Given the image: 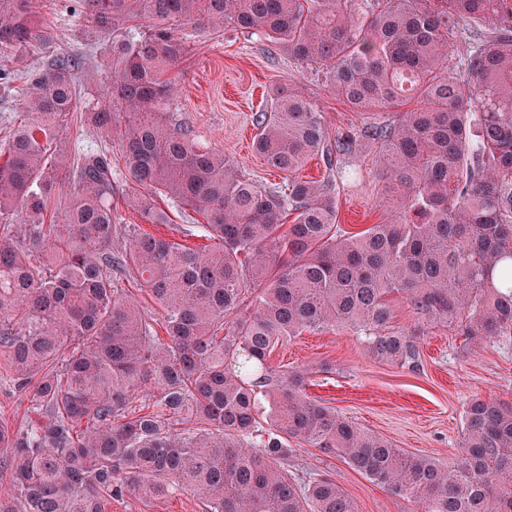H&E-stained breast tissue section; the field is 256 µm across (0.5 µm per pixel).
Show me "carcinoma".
<instances>
[{"instance_id": "carcinoma-1", "label": "carcinoma", "mask_w": 512, "mask_h": 512, "mask_svg": "<svg viewBox=\"0 0 512 512\" xmlns=\"http://www.w3.org/2000/svg\"><path fill=\"white\" fill-rule=\"evenodd\" d=\"M80 4L95 30L153 21L112 43L104 102L85 113L121 144L127 204L153 225L169 222L157 199L176 201L215 246L115 223L111 155L64 136L76 62L60 55L26 72L0 162V353L28 405L20 424L0 417V512H105L129 493H190L205 512H357L335 479L293 472L300 443L416 512H512L511 403L470 400L448 464L311 398V368L275 375L268 364L310 329L348 328L375 360L410 370L439 324L471 344L512 345V0ZM487 18L495 35L452 59V40ZM173 23L261 32L371 120L331 143L315 103L277 89L254 115V146L284 177L261 188L164 110L167 75L188 48ZM41 24L38 0H0V59L44 48ZM369 140L397 205L352 234L339 224L338 184L299 172L313 157L331 172ZM62 180L73 193L57 214ZM397 300L412 311L407 327L393 324Z\"/></svg>"}]
</instances>
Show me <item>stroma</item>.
<instances>
[{
	"label": "stroma",
	"instance_id": "1",
	"mask_svg": "<svg viewBox=\"0 0 512 512\" xmlns=\"http://www.w3.org/2000/svg\"><path fill=\"white\" fill-rule=\"evenodd\" d=\"M76 0H43V31L49 50L69 53L81 62L75 85L69 137L105 148L112 154L115 190L112 211L117 223L137 224L140 216L127 204V171L117 141L85 126L112 76L114 33L91 31L75 14ZM186 60L171 74L176 93L173 121L194 131L206 145L221 149L241 173L264 188L275 187L281 173L271 169L253 147V115L265 108L276 88L301 91L319 107L328 135L364 123L362 113L339 99L321 77L291 58L266 36L224 27H195ZM344 177L338 195L339 222L351 233L380 224L393 215L394 202L378 161V148L366 143L342 157ZM421 365L411 371L371 358L359 337L346 329L302 332L274 348L269 366L282 372L313 366L307 389L361 428L380 434L397 447L444 461L461 453L462 412L474 397L512 402V348L495 343L466 345L457 330L438 326L420 342ZM302 471L336 479L357 512H416L413 503L378 487L343 461L319 449L296 450ZM106 512H203L195 497L181 494L160 500L133 495L112 500Z\"/></svg>",
	"mask_w": 512,
	"mask_h": 512
}]
</instances>
